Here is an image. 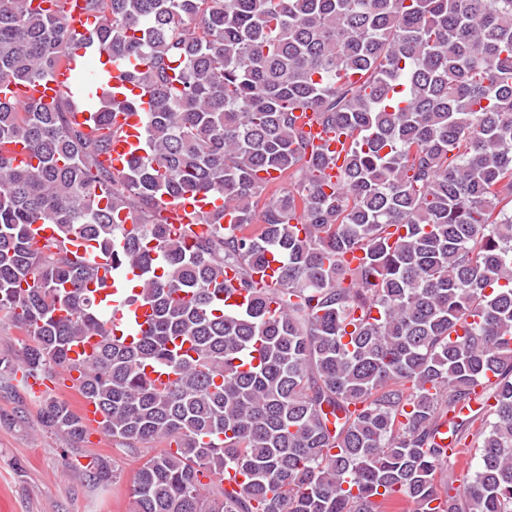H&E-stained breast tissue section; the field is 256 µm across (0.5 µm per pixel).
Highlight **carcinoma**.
<instances>
[{
  "label": "carcinoma",
  "instance_id": "obj_1",
  "mask_svg": "<svg viewBox=\"0 0 512 512\" xmlns=\"http://www.w3.org/2000/svg\"><path fill=\"white\" fill-rule=\"evenodd\" d=\"M46 2L0 0L5 93L79 47L70 0ZM84 2L119 71L85 88L89 118L0 97V331L25 336L0 388L83 439L29 379L98 337L76 391L117 444L164 445L132 512H512V0ZM114 77L151 100L122 171L107 130L137 96L100 97ZM305 116L351 140L334 182ZM200 197L223 200L204 230L168 222ZM40 222L57 238L36 246ZM98 257L143 272L130 345L90 291ZM445 425L478 453L455 489Z\"/></svg>",
  "mask_w": 512,
  "mask_h": 512
}]
</instances>
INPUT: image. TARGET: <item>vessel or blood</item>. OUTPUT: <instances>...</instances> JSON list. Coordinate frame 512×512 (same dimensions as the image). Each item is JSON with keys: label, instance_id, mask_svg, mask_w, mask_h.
Instances as JSON below:
<instances>
[{"label": "vessel or blood", "instance_id": "vessel-or-blood-1", "mask_svg": "<svg viewBox=\"0 0 512 512\" xmlns=\"http://www.w3.org/2000/svg\"><path fill=\"white\" fill-rule=\"evenodd\" d=\"M70 26L82 38L81 47L75 57L62 64L55 71L53 78L45 83L32 88L24 85L12 87L11 94L18 104H25L33 98L48 103L58 98L61 93L72 91L79 85L80 75L85 68L84 58L94 48L92 35L98 27V21L95 16L87 14L77 5L70 10ZM115 127L111 160L113 166L120 169L132 157L145 153L141 117L136 113L118 115ZM307 130L314 143L326 146L331 156L342 157L347 153L348 139L344 138L338 142L331 140L322 126L315 123L308 125ZM215 208L216 204L212 201H186L168 205L166 216L170 223L188 224L199 221L204 214L212 212ZM135 278V273L131 271L107 275L105 287L95 292L97 304L109 312V326L113 334L128 339L141 334L150 324L149 308L138 303H129L127 300V285Z\"/></svg>", "mask_w": 512, "mask_h": 512}]
</instances>
